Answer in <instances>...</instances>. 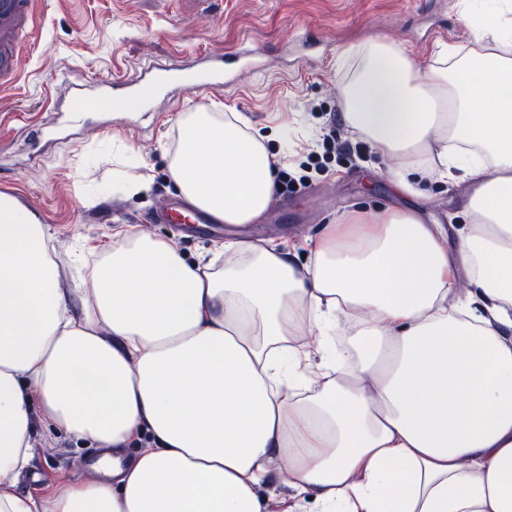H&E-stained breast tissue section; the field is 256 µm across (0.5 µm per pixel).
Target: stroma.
I'll use <instances>...</instances> for the list:
<instances>
[{"label": "stroma", "instance_id": "35a3bbf8", "mask_svg": "<svg viewBox=\"0 0 512 512\" xmlns=\"http://www.w3.org/2000/svg\"><path fill=\"white\" fill-rule=\"evenodd\" d=\"M460 10V0H42L23 76L0 91V187L15 189L48 224L61 285L74 296L82 294L83 274L70 263L72 248L98 253L121 230L175 238L189 260L206 261L223 250V239L145 217L159 198L178 196L166 148L183 113L201 106L236 112L264 131L287 130V142L269 141L272 152L304 140L321 157L322 171L277 194L254 234L290 247L296 263L304 264L309 240L322 225L356 209L400 202L386 179L388 158L360 146L344 123L335 125L347 152L322 146L321 128L343 112L337 57L378 36L427 67L439 45L465 42ZM243 42L258 49L263 66L223 93L196 91L180 102L158 97L147 114L134 101H107V125L32 153L28 137L48 139L54 100L69 99L66 79H129L149 62L186 65L203 53L233 52ZM124 144L133 148L129 173L143 177L142 187L99 193L100 184L111 182L112 156ZM421 190L417 206L425 223H468L462 176L423 180ZM33 437L36 450L19 477L21 493L42 501L64 481L93 477L97 448L39 422Z\"/></svg>", "mask_w": 512, "mask_h": 512}]
</instances>
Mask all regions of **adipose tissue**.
<instances>
[{"mask_svg":"<svg viewBox=\"0 0 512 512\" xmlns=\"http://www.w3.org/2000/svg\"><path fill=\"white\" fill-rule=\"evenodd\" d=\"M461 19L466 45L426 69L380 37L337 67L344 121L390 158L393 194L464 172L469 223L358 210L301 270L272 241L201 263L120 232L75 301L48 225L0 194V512H512V6L465 0ZM270 139L234 112L184 113L172 181L219 222L259 223ZM341 321L359 357L333 375L310 351ZM37 418L111 449L109 479L21 494ZM273 482L289 503L263 495Z\"/></svg>","mask_w":512,"mask_h":512,"instance_id":"adipose-tissue-1","label":"adipose tissue"}]
</instances>
